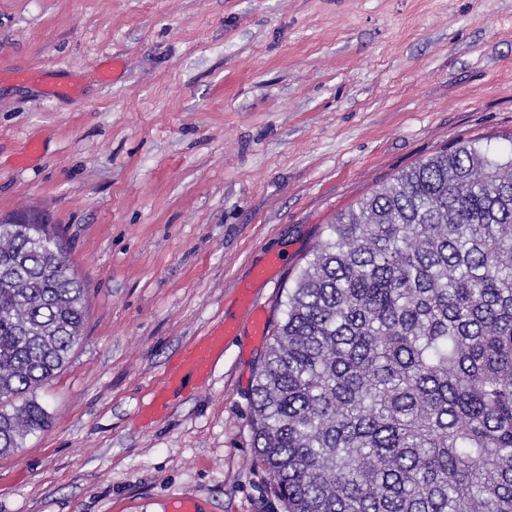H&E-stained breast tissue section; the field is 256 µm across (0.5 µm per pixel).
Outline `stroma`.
<instances>
[{
    "label": "stroma",
    "instance_id": "obj_1",
    "mask_svg": "<svg viewBox=\"0 0 512 512\" xmlns=\"http://www.w3.org/2000/svg\"><path fill=\"white\" fill-rule=\"evenodd\" d=\"M2 69L80 86L0 81V217L58 225L90 295L0 512H283L249 426L269 337L154 394L268 254L273 325L338 215L458 143L512 153V0H0Z\"/></svg>",
    "mask_w": 512,
    "mask_h": 512
}]
</instances>
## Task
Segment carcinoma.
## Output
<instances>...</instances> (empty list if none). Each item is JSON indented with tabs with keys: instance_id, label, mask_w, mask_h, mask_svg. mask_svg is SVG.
<instances>
[{
	"instance_id": "1",
	"label": "carcinoma",
	"mask_w": 512,
	"mask_h": 512,
	"mask_svg": "<svg viewBox=\"0 0 512 512\" xmlns=\"http://www.w3.org/2000/svg\"><path fill=\"white\" fill-rule=\"evenodd\" d=\"M0 235V455L83 335L88 289L50 224ZM253 386L284 512H512V155L475 143L329 225Z\"/></svg>"
}]
</instances>
